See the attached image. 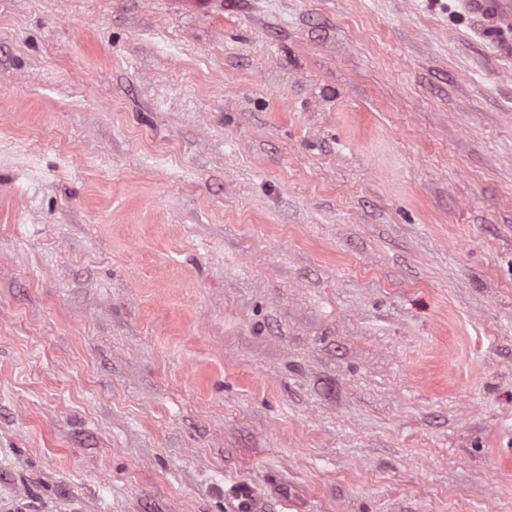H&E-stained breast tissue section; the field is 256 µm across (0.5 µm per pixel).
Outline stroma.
Returning a JSON list of instances; mask_svg holds the SVG:
<instances>
[{
  "label": "stroma",
  "mask_w": 512,
  "mask_h": 512,
  "mask_svg": "<svg viewBox=\"0 0 512 512\" xmlns=\"http://www.w3.org/2000/svg\"><path fill=\"white\" fill-rule=\"evenodd\" d=\"M512 512V33L458 0H0V512ZM225 512H265L258 486L253 482L237 481L224 487Z\"/></svg>",
  "instance_id": "1"
}]
</instances>
